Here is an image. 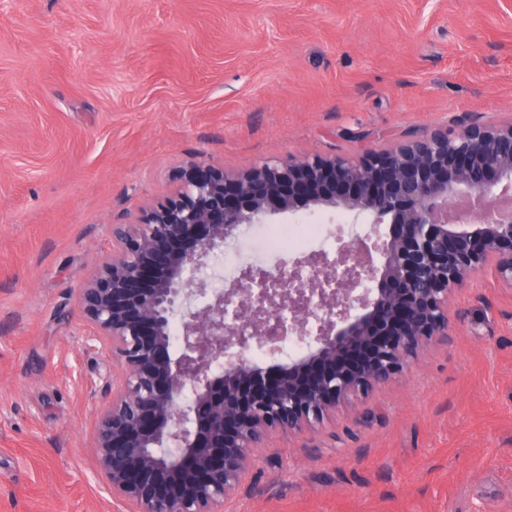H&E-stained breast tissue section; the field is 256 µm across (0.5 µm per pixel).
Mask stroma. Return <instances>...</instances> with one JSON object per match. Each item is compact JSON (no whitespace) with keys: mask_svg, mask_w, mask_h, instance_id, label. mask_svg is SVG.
Here are the masks:
<instances>
[{"mask_svg":"<svg viewBox=\"0 0 512 512\" xmlns=\"http://www.w3.org/2000/svg\"><path fill=\"white\" fill-rule=\"evenodd\" d=\"M512 122V0L0 5V512H124L90 434L112 361L75 294L194 159L228 173ZM258 225L222 254L271 269ZM224 512H512V288L485 270L406 376L273 437Z\"/></svg>","mask_w":512,"mask_h":512,"instance_id":"obj_1","label":"stroma"}]
</instances>
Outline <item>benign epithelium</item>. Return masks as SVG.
<instances>
[{
    "label": "benign epithelium",
    "mask_w": 512,
    "mask_h": 512,
    "mask_svg": "<svg viewBox=\"0 0 512 512\" xmlns=\"http://www.w3.org/2000/svg\"><path fill=\"white\" fill-rule=\"evenodd\" d=\"M177 181L145 217L112 225V253L77 289L87 340L115 364L93 431L96 475L126 512H224L272 436L318 428L448 342L456 288L489 264L512 288V212L485 209L512 198V123L234 174L189 160ZM300 207L365 214L371 229L337 237L332 262L247 267L224 292L192 277L241 225ZM289 336L315 347L268 367L250 357Z\"/></svg>",
    "instance_id": "obj_1"
}]
</instances>
